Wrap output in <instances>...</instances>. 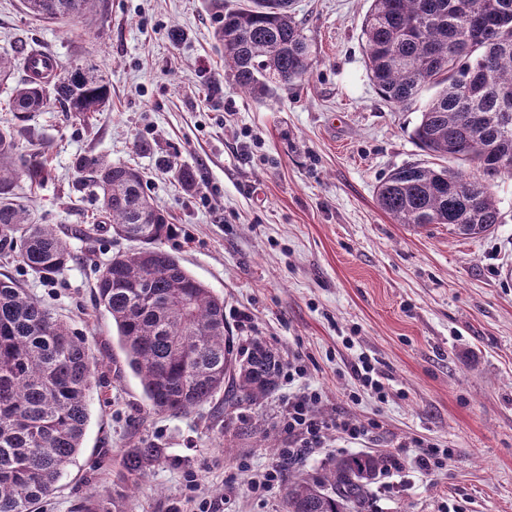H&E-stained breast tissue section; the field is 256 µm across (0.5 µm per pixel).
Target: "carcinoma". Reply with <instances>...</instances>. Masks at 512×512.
<instances>
[{"mask_svg":"<svg viewBox=\"0 0 512 512\" xmlns=\"http://www.w3.org/2000/svg\"><path fill=\"white\" fill-rule=\"evenodd\" d=\"M44 20L96 22L109 0H23ZM293 0H246L220 11L217 39L227 78L255 99L303 79L311 68L304 27ZM365 64L382 97L408 107L428 90L413 138L452 165H404L377 189V203L396 224L415 231L446 224L471 238L503 217L493 188L512 179V0H371L361 25ZM103 112L110 88L96 65L61 76L49 71L12 89L10 112ZM25 139L28 154L14 159ZM99 191L111 235L137 247L118 251L99 270L97 306L112 318L128 369L151 409L178 415L218 394L256 403L275 391L279 352L255 338L234 352L224 299L164 248L175 225L134 168L99 156L76 161ZM49 176L35 136L0 128V253H14L44 281L75 262L69 241L22 201L18 184ZM96 363L86 339L11 277L0 279V512H33L54 491L79 453L89 420ZM164 458L137 445L123 458L122 485ZM390 469L382 454L353 453L288 481L284 512H365L371 485Z\"/></svg>","mask_w":512,"mask_h":512,"instance_id":"obj_1","label":"carcinoma"}]
</instances>
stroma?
<instances>
[{
  "instance_id": "stroma-1",
  "label": "stroma",
  "mask_w": 512,
  "mask_h": 512,
  "mask_svg": "<svg viewBox=\"0 0 512 512\" xmlns=\"http://www.w3.org/2000/svg\"><path fill=\"white\" fill-rule=\"evenodd\" d=\"M109 6L101 25L44 23L21 0H0V56L46 51L62 74L88 60L111 88L104 112L24 115L6 109L22 71L0 83V126L33 131L51 169L43 185L18 191L80 257L51 283L15 259L0 258V272L85 336L98 363L83 447L40 512L111 498L138 442L165 458L124 512H172L176 503L183 512H281L289 475L358 452L402 458L374 485L370 512H512V179L494 187L504 222L484 237L444 224L417 232L379 208L376 188L391 171L431 158L411 138L417 107L387 102L367 76L361 23L370 0H295L313 67L263 101L224 77L215 0ZM141 140L152 152L136 150ZM97 155L144 173L178 228L166 250L223 297L235 349L262 339L294 377L280 376L257 404L212 402L179 416L150 409L111 317L95 305L98 269L127 243L75 234L102 219L95 187L74 167ZM178 168L192 171V185ZM362 357L383 372L386 400L355 381ZM306 388L319 393L322 419L377 429L361 440L327 431L285 463L286 402ZM415 439L452 449V459L421 469ZM270 469L278 485L255 492Z\"/></svg>"
}]
</instances>
